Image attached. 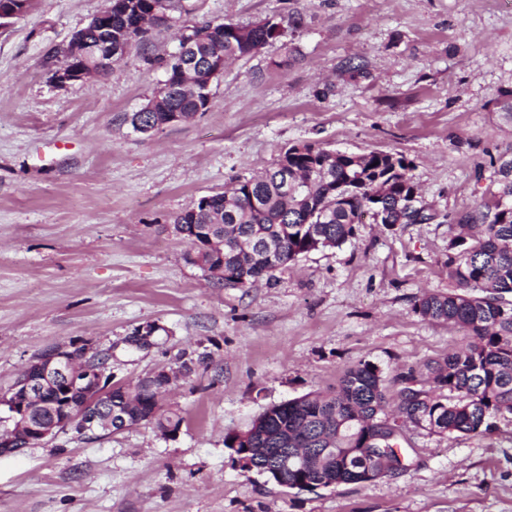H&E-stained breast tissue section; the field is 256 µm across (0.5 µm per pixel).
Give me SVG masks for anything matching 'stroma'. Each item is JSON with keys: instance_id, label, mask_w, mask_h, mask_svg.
<instances>
[{"instance_id": "35a3bbf8", "label": "stroma", "mask_w": 512, "mask_h": 512, "mask_svg": "<svg viewBox=\"0 0 512 512\" xmlns=\"http://www.w3.org/2000/svg\"><path fill=\"white\" fill-rule=\"evenodd\" d=\"M107 4L38 0L0 28V393L58 344L111 352L126 383L195 350L212 361L173 388L177 437L70 431L0 456V512H512V423L410 428L406 469L316 491L243 472L224 445L270 405L335 390L350 366L376 365L393 400L402 375L461 347L462 330L414 304L450 289L455 217L512 153V0H186L105 77L53 85L46 51ZM296 13L303 27L226 65L205 112L134 131L175 33ZM301 143L405 155L437 220H364L251 288L207 280L173 216ZM150 322L155 347L128 351Z\"/></svg>"}]
</instances>
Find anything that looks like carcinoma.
Wrapping results in <instances>:
<instances>
[{"mask_svg": "<svg viewBox=\"0 0 512 512\" xmlns=\"http://www.w3.org/2000/svg\"><path fill=\"white\" fill-rule=\"evenodd\" d=\"M180 10L181 0H112V13L101 17L100 30L87 37L96 46L108 34L115 42L130 32L140 44L150 29L169 26L172 13ZM282 31V22L274 19L251 27L207 22L181 34L179 44L192 43L204 64L219 53L227 62L252 54ZM165 84L169 91L156 110L135 112L130 123L147 124L163 112L189 118L205 110L210 90L186 83L174 60L166 65ZM316 154L313 160L288 157V180L304 186V199L280 191L277 180L283 168L278 162L211 196L207 207L175 215L173 232L190 244L186 260L215 283L251 288L301 255L350 241L375 195L382 197L386 224H424L434 218L419 202L412 208L403 205L416 185L404 155H399V171L390 174L384 151L334 160L325 149ZM355 176V190L347 199H337L336 188ZM253 195L263 199L262 208L252 205ZM502 196L512 198V157L500 159L495 179L482 192L484 202L459 216L458 224L474 232L459 233L448 243L446 266L455 289L426 293L414 304L423 319L466 333L461 350L427 365L436 389L403 387L396 408L406 415L395 416L389 412L382 372L360 362L344 372L334 391L266 407L253 447L358 448L361 438L377 436L382 447L392 449L399 446V421L405 416L412 426L431 433L473 436L495 432L499 421L512 416V210L498 209L496 200ZM220 266L227 277L212 275ZM171 384L164 372H155L130 388L112 391V405L127 408L130 427L148 421L144 411L160 406L148 422L165 437L184 423L179 409L164 403ZM415 411L423 418H415Z\"/></svg>", "mask_w": 512, "mask_h": 512, "instance_id": "obj_1", "label": "carcinoma"}]
</instances>
